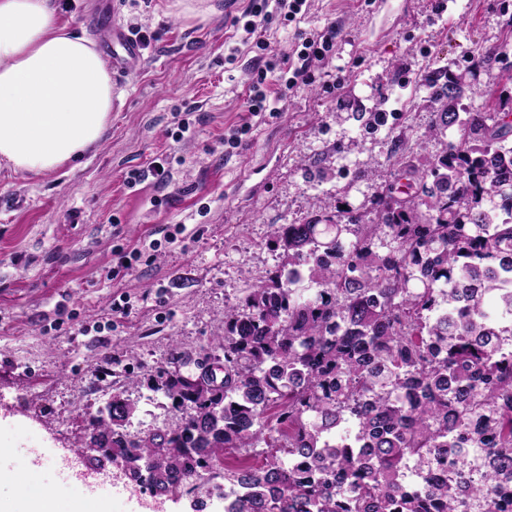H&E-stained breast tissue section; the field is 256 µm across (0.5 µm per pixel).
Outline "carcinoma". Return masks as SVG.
Instances as JSON below:
<instances>
[{
  "label": "carcinoma",
  "instance_id": "carcinoma-1",
  "mask_svg": "<svg viewBox=\"0 0 512 512\" xmlns=\"http://www.w3.org/2000/svg\"><path fill=\"white\" fill-rule=\"evenodd\" d=\"M502 61L487 47L468 73ZM466 74L426 78L445 139L427 167L274 230L283 262L224 321L220 392L162 369L180 424L135 436L116 394L90 447L170 494L262 443L265 463L224 469L232 512H512V95L466 108Z\"/></svg>",
  "mask_w": 512,
  "mask_h": 512
}]
</instances>
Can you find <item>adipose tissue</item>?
Instances as JSON below:
<instances>
[{"instance_id":"1","label":"adipose tissue","mask_w":512,"mask_h":512,"mask_svg":"<svg viewBox=\"0 0 512 512\" xmlns=\"http://www.w3.org/2000/svg\"><path fill=\"white\" fill-rule=\"evenodd\" d=\"M112 78L56 0H0V161L40 174L77 159L110 124Z\"/></svg>"}]
</instances>
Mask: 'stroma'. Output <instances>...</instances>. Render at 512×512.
<instances>
[{
	"label": "stroma",
	"mask_w": 512,
	"mask_h": 512,
	"mask_svg": "<svg viewBox=\"0 0 512 512\" xmlns=\"http://www.w3.org/2000/svg\"><path fill=\"white\" fill-rule=\"evenodd\" d=\"M505 0H308L300 21L272 14L255 39L235 26L249 0H58L70 31L113 58L110 31L141 30V57L112 69L119 95L103 138L52 172L0 162V449L28 473L30 447L65 448L96 465L89 422L120 393L129 430L175 428L179 412L147 386L162 367L195 373L220 355L230 310L281 264V224L360 204L393 181L395 158L426 163L431 134L424 76L506 41ZM336 27L335 46L276 116L249 117L259 50L277 74L296 67L297 31ZM383 100L367 130L355 114ZM191 134L175 139L178 119ZM250 123L238 148L224 144ZM169 167L167 183L152 162ZM142 172L136 185L129 173ZM186 230L176 241L174 225ZM140 248L124 267L122 253ZM29 474V473H28ZM196 494L153 496L131 483L98 494L94 512H194Z\"/></svg>",
	"instance_id": "obj_1"
}]
</instances>
